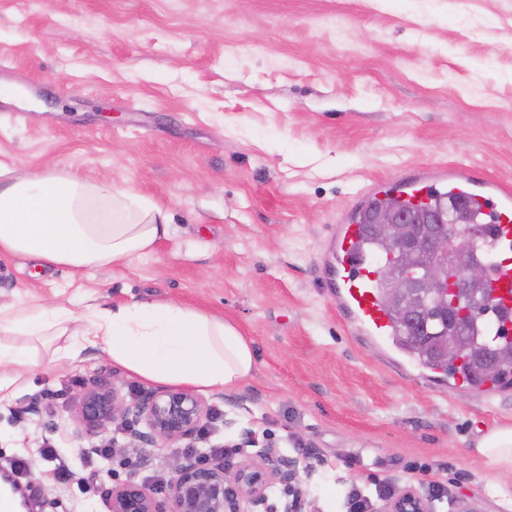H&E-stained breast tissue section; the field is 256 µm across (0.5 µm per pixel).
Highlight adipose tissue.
Returning a JSON list of instances; mask_svg holds the SVG:
<instances>
[{
  "label": "adipose tissue",
  "instance_id": "obj_1",
  "mask_svg": "<svg viewBox=\"0 0 512 512\" xmlns=\"http://www.w3.org/2000/svg\"><path fill=\"white\" fill-rule=\"evenodd\" d=\"M170 234L169 214L131 188L37 171L0 181V258L24 257L85 276L132 263ZM108 358L127 377L211 395L256 371L252 343L223 317L171 299L87 305L82 315L22 295L0 302V400L24 394L40 367ZM495 479L512 476V428L476 446Z\"/></svg>",
  "mask_w": 512,
  "mask_h": 512
}]
</instances>
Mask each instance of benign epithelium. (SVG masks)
I'll return each mask as SVG.
<instances>
[{"label":"benign epithelium","mask_w":512,"mask_h":512,"mask_svg":"<svg viewBox=\"0 0 512 512\" xmlns=\"http://www.w3.org/2000/svg\"><path fill=\"white\" fill-rule=\"evenodd\" d=\"M376 223L386 249L398 258L395 264L381 266L378 277L390 286L389 302L396 315L412 326L420 327L429 318L421 294L454 296L486 274V263L474 254L465 231L451 238L443 234V215L424 218L401 212L388 197ZM213 416L214 409L186 389L145 391L128 406L113 387L97 378L83 383L72 407L73 421L88 434H104L121 420L132 442L160 447L202 439ZM139 423L146 430L135 428ZM275 490L286 498L283 512H304L299 472L274 451L262 450L235 465L218 459L204 463L194 455L179 460L159 490L133 475L115 480L106 492L105 506L107 512H271L268 501ZM386 512H431V506L409 489L396 495Z\"/></svg>","instance_id":"1"}]
</instances>
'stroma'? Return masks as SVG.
<instances>
[{"mask_svg":"<svg viewBox=\"0 0 512 512\" xmlns=\"http://www.w3.org/2000/svg\"><path fill=\"white\" fill-rule=\"evenodd\" d=\"M0 176L39 170L129 185L167 208L154 252L93 279L13 257L0 292L84 311L173 298L252 341L257 371L207 396L198 451L299 459L307 512H345L358 485L401 493L431 466L438 512H512L475 452L512 426V384L491 398L449 390L357 335L327 286L329 245L368 182L455 163L512 181V0H0ZM125 401L142 383L104 357L44 366L0 403V473L43 512H104L114 477L160 487L182 451L129 450L119 424L71 419L83 380ZM56 448L59 478L44 458ZM116 456L93 472L83 456ZM59 460V461H60Z\"/></svg>","mask_w":512,"mask_h":512,"instance_id":"obj_1","label":"stroma"}]
</instances>
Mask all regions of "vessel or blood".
<instances>
[{
	"label": "vessel or blood",
	"mask_w": 512,
	"mask_h": 512,
	"mask_svg": "<svg viewBox=\"0 0 512 512\" xmlns=\"http://www.w3.org/2000/svg\"><path fill=\"white\" fill-rule=\"evenodd\" d=\"M372 189L375 199L388 192L408 205L430 203L446 192L476 208L494 227L491 246L498 258L488 278L494 310H512V184L480 180L468 169L448 167L402 173L375 181ZM330 250L335 263L328 279L339 311L365 336L382 344L393 341L396 330L378 291V256L369 249L364 225L353 220L337 225ZM451 380L453 386L482 394L499 387L498 382L462 371L455 372Z\"/></svg>",
	"instance_id": "obj_1"
}]
</instances>
